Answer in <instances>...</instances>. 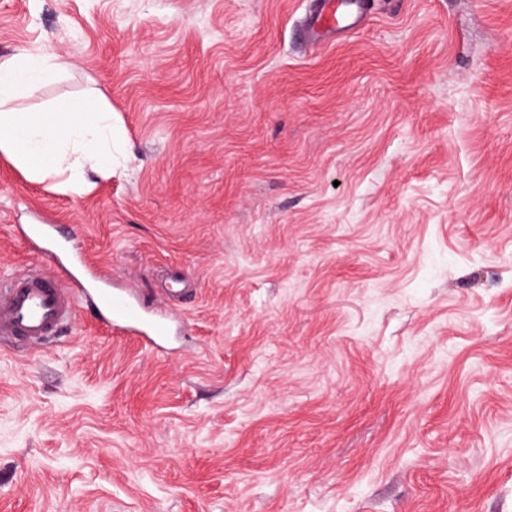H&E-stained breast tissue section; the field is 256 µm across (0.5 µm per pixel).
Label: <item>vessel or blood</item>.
<instances>
[{
  "instance_id": "1",
  "label": "vessel or blood",
  "mask_w": 512,
  "mask_h": 512,
  "mask_svg": "<svg viewBox=\"0 0 512 512\" xmlns=\"http://www.w3.org/2000/svg\"><path fill=\"white\" fill-rule=\"evenodd\" d=\"M363 19L359 0H315L309 27L321 38L351 31ZM89 292L78 283L63 288L55 276L37 268L0 277V340L36 349L52 347L70 327L79 298ZM90 293L98 318L112 328L140 334L152 349L160 348L169 336L168 317L149 311L141 299L102 288Z\"/></svg>"
}]
</instances>
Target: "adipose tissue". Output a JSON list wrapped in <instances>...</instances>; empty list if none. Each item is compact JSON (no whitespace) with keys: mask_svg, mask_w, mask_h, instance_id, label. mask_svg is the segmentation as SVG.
Here are the masks:
<instances>
[{"mask_svg":"<svg viewBox=\"0 0 512 512\" xmlns=\"http://www.w3.org/2000/svg\"><path fill=\"white\" fill-rule=\"evenodd\" d=\"M56 65L49 54L21 53L0 61V153L31 180L58 175L62 191L80 194L88 171H112V146L122 132L111 111L76 109L59 116L14 107Z\"/></svg>","mask_w":512,"mask_h":512,"instance_id":"ef3b65f1","label":"adipose tissue"}]
</instances>
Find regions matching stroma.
I'll use <instances>...</instances> for the list:
<instances>
[{
    "instance_id": "35a3bbf8",
    "label": "stroma",
    "mask_w": 512,
    "mask_h": 512,
    "mask_svg": "<svg viewBox=\"0 0 512 512\" xmlns=\"http://www.w3.org/2000/svg\"><path fill=\"white\" fill-rule=\"evenodd\" d=\"M0 0L19 110H112L82 194L0 154V277L58 239L177 329L90 305L0 346V512H512V0ZM309 27L316 39L337 32H348L364 19L360 0H314ZM94 310L100 320L112 329L140 334L151 349H159L170 335L169 318L149 311L145 303L127 292H109L94 288Z\"/></svg>"
}]
</instances>
